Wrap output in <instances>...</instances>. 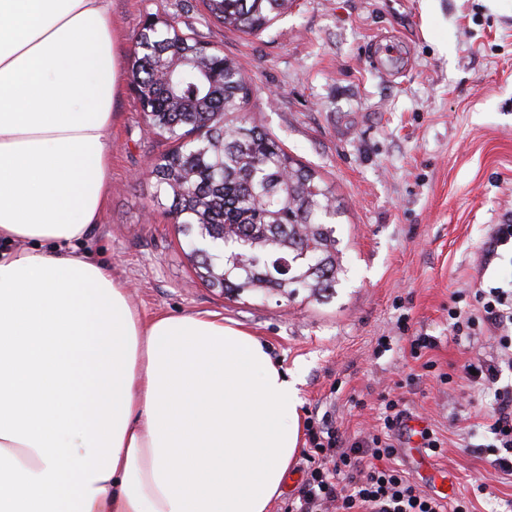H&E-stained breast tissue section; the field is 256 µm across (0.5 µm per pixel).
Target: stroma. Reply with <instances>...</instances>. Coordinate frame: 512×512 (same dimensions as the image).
Masks as SVG:
<instances>
[{
	"label": "stroma",
	"instance_id": "35a3bbf8",
	"mask_svg": "<svg viewBox=\"0 0 512 512\" xmlns=\"http://www.w3.org/2000/svg\"><path fill=\"white\" fill-rule=\"evenodd\" d=\"M155 15L236 58L258 87L252 111L335 188L345 273L325 304L236 301L203 285L152 201L149 168L166 144L146 132L125 82L113 102L110 196L90 242L140 317L213 311L237 322L301 372L300 412L330 411L348 436L375 428L379 394L419 375L401 391L406 413L444 441L424 465L448 474L456 496L485 484L475 512H512V476L474 433L494 395L459 371L473 356L495 358L497 341L454 338L448 321L452 292L512 279L510 259L480 266L494 225L512 215V0H295L256 36L205 24L200 0H112L121 60ZM407 325L435 338L424 359L411 357Z\"/></svg>",
	"mask_w": 512,
	"mask_h": 512
}]
</instances>
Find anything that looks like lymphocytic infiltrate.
Segmentation results:
<instances>
[{
    "mask_svg": "<svg viewBox=\"0 0 512 512\" xmlns=\"http://www.w3.org/2000/svg\"><path fill=\"white\" fill-rule=\"evenodd\" d=\"M448 319L457 336L490 334L498 340L497 360L473 357L462 371L472 383L494 391L495 404L485 428L492 436L496 467L512 475V385L499 383L503 368L512 369V281L476 288L469 299L463 292H453ZM380 404L379 426L351 440L331 416H308L305 479L297 499L286 503L283 512H472V500L430 496L395 464L392 435L403 424L404 401L386 392Z\"/></svg>",
    "mask_w": 512,
    "mask_h": 512,
    "instance_id": "obj_1",
    "label": "lymphocytic infiltrate"
}]
</instances>
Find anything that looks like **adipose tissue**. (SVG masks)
Listing matches in <instances>:
<instances>
[{
	"instance_id": "1",
	"label": "adipose tissue",
	"mask_w": 512,
	"mask_h": 512,
	"mask_svg": "<svg viewBox=\"0 0 512 512\" xmlns=\"http://www.w3.org/2000/svg\"><path fill=\"white\" fill-rule=\"evenodd\" d=\"M112 0H0V512H270L299 373L223 316L142 320L89 247Z\"/></svg>"
}]
</instances>
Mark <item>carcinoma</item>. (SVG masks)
Returning a JSON list of instances; mask_svg holds the SVG:
<instances>
[{
    "mask_svg": "<svg viewBox=\"0 0 512 512\" xmlns=\"http://www.w3.org/2000/svg\"><path fill=\"white\" fill-rule=\"evenodd\" d=\"M206 18L256 35L292 0H202ZM131 85L144 125L171 144L152 165L153 201L186 238L197 278L226 298L263 293L316 302L344 272L335 190L248 111L257 86L237 62L173 18L134 34Z\"/></svg>",
    "mask_w": 512,
    "mask_h": 512,
    "instance_id": "carcinoma-1",
    "label": "carcinoma"
}]
</instances>
